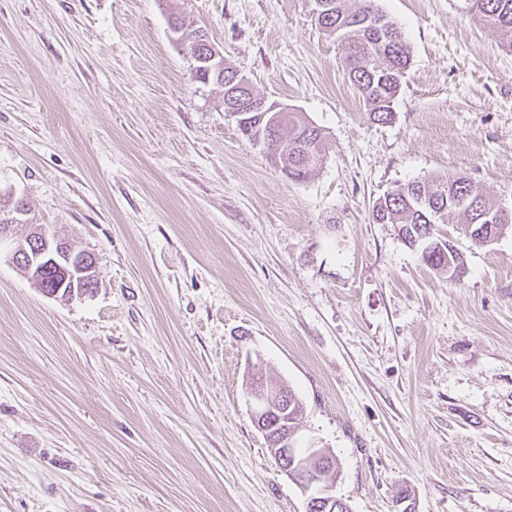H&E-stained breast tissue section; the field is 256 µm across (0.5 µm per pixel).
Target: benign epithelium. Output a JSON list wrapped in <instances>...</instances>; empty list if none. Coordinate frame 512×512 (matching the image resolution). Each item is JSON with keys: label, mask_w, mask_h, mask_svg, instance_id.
<instances>
[{"label": "benign epithelium", "mask_w": 512, "mask_h": 512, "mask_svg": "<svg viewBox=\"0 0 512 512\" xmlns=\"http://www.w3.org/2000/svg\"><path fill=\"white\" fill-rule=\"evenodd\" d=\"M208 49L207 58L193 56L194 64L209 71L224 68V57L202 37ZM224 111L236 118L239 125H249L258 112H288V106L270 102L255 94L249 81L238 75L224 78ZM5 219L0 220V240L13 236L14 226L26 222L27 208L18 203L5 206ZM12 264L23 268L31 283L43 295L54 298L58 292L47 289L43 271L54 266L64 281L70 283L74 298L86 295L87 283L95 278L94 256L77 248L70 241L57 237L46 225H30L29 234L13 241L9 253ZM257 363L248 366L245 376L250 397L251 417L266 441L269 452L281 471L302 490L306 497V512H344L346 502L331 493L336 480V458L326 449L311 443L300 449L294 435L288 434V387L273 386L262 379Z\"/></svg>", "instance_id": "benign-epithelium-1"}]
</instances>
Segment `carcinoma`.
Wrapping results in <instances>:
<instances>
[{
	"label": "carcinoma",
	"instance_id": "1",
	"mask_svg": "<svg viewBox=\"0 0 512 512\" xmlns=\"http://www.w3.org/2000/svg\"><path fill=\"white\" fill-rule=\"evenodd\" d=\"M331 13L317 16L319 28L336 36L345 48L349 78L367 106L373 120L386 123L393 117L392 104L409 64L404 37L395 22L375 9L372 0H363L355 10L344 7L345 0H332ZM466 9L485 27L496 32L503 46L512 49V0H465ZM278 138L288 135V151H279L273 165L288 178H308L324 159L325 136L297 112L274 121ZM476 201L475 208L461 211L454 206L461 194ZM445 214H459L464 224L487 223L485 213L494 209L485 195L463 173L432 174L421 180L401 184L378 199L372 207V222L401 224L408 240L416 242L430 234L428 225L436 223L434 206ZM424 260L432 266L455 272L462 259L452 241H439L426 252Z\"/></svg>",
	"mask_w": 512,
	"mask_h": 512
}]
</instances>
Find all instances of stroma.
Instances as JSON below:
<instances>
[{
	"instance_id": "35a3bbf8",
	"label": "stroma",
	"mask_w": 512,
	"mask_h": 512,
	"mask_svg": "<svg viewBox=\"0 0 512 512\" xmlns=\"http://www.w3.org/2000/svg\"><path fill=\"white\" fill-rule=\"evenodd\" d=\"M409 66L374 123L308 0H0V194L93 254L49 298L0 242V512H304L248 363L299 402L352 512H512V229L438 225L460 280L373 203L470 175L512 209V51L464 0H374ZM201 28L325 135L272 166L173 34ZM431 251H427L424 255V260L432 266L448 267L451 270L449 278L456 274L457 269L462 265V259L455 245L448 239V241H439L434 243ZM437 250V252H436ZM435 257V259H434ZM459 274L457 273V275Z\"/></svg>"
}]
</instances>
